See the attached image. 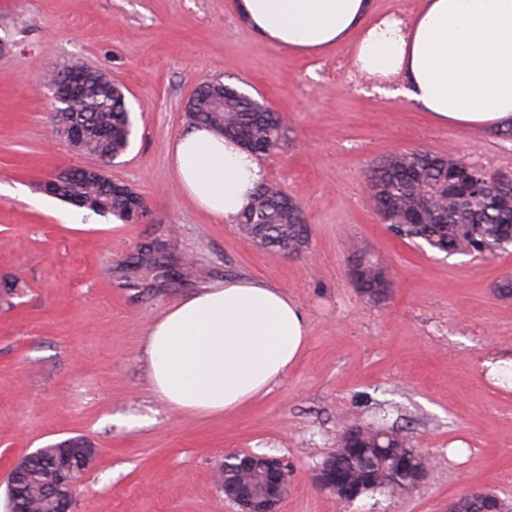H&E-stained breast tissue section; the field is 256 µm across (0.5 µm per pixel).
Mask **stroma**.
<instances>
[{
	"label": "stroma",
	"mask_w": 512,
	"mask_h": 512,
	"mask_svg": "<svg viewBox=\"0 0 512 512\" xmlns=\"http://www.w3.org/2000/svg\"><path fill=\"white\" fill-rule=\"evenodd\" d=\"M344 43L318 54L258 37L234 0H0V475L36 448L81 436L99 451L73 512H232L217 485L225 454L283 458L295 480L282 512H445L470 491L512 505V389L481 363L512 354V251L444 257L400 240L366 193L370 169L419 148L512 175V139L441 127L411 101L347 89ZM122 85L136 120L109 177L139 193L141 223L67 224L69 205L38 185L90 164L49 138L55 103L42 74L72 59ZM219 80L283 113L285 138L261 156L265 182L302 206L309 252L273 257L236 222L196 208L177 183L174 138L184 105ZM161 239L150 271L128 267ZM387 267L394 287L371 303L348 277L352 246ZM248 277L288 291L308 321L307 347L267 395L219 416L170 409L151 390L143 338L181 296ZM385 424L433 460L416 490L337 502L313 474L340 432Z\"/></svg>",
	"instance_id": "stroma-1"
}]
</instances>
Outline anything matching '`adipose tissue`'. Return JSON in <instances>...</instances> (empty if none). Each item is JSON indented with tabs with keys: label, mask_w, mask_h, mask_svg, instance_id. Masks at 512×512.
Returning a JSON list of instances; mask_svg holds the SVG:
<instances>
[{
	"label": "adipose tissue",
	"mask_w": 512,
	"mask_h": 512,
	"mask_svg": "<svg viewBox=\"0 0 512 512\" xmlns=\"http://www.w3.org/2000/svg\"><path fill=\"white\" fill-rule=\"evenodd\" d=\"M271 45L317 53L355 41L371 74L404 76L398 93L459 130L512 126V0H426L409 20L372 19L368 0H236ZM172 165L185 194L231 221L264 178L253 154L205 126L177 136ZM308 324L287 291L244 279L179 300L143 341L152 391L171 409L224 415L268 394L304 351Z\"/></svg>",
	"instance_id": "ef3b65f1"
}]
</instances>
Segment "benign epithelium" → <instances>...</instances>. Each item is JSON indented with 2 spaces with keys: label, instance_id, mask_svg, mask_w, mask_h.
Instances as JSON below:
<instances>
[{
  "label": "benign epithelium",
  "instance_id": "1",
  "mask_svg": "<svg viewBox=\"0 0 512 512\" xmlns=\"http://www.w3.org/2000/svg\"><path fill=\"white\" fill-rule=\"evenodd\" d=\"M61 107L54 112V133L72 139L80 128L62 118L73 111L72 100L79 94L81 81L66 74L59 79ZM97 448L85 439H70L55 445L38 448L16 461L6 476L7 512H28V508L16 495L15 481L32 461L44 465L55 476V481L43 486L44 494L55 503V512H72L74 493L84 475L95 465ZM233 466L242 475L257 477V482L243 483L241 492H224V500L234 507V512H280V506L288 497L294 480V472L281 458L258 455L251 452H231L224 456V467ZM319 486L345 504L355 501L363 492L358 486L341 477L336 466L324 461L315 473Z\"/></svg>",
  "mask_w": 512,
  "mask_h": 512
}]
</instances>
